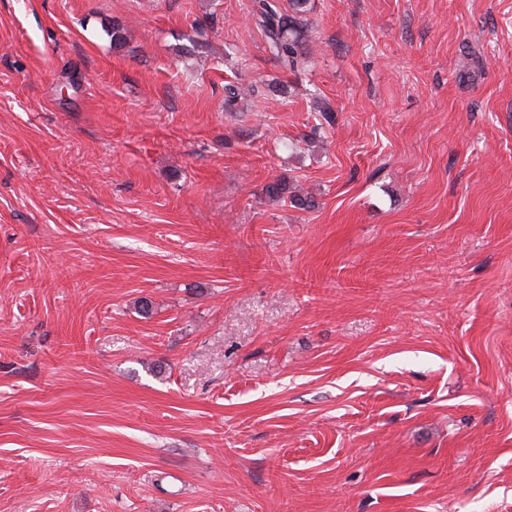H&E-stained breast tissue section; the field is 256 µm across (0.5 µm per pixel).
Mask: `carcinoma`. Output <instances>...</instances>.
I'll return each instance as SVG.
<instances>
[{
  "mask_svg": "<svg viewBox=\"0 0 512 512\" xmlns=\"http://www.w3.org/2000/svg\"><path fill=\"white\" fill-rule=\"evenodd\" d=\"M310 10V0H289L286 9L281 0H252L251 12L270 54L281 68L292 73L306 70L313 59L315 37L307 18ZM245 105L246 98L238 87H224V112H242ZM265 194L273 200L287 199L300 210L315 207L313 196L300 192L285 179L268 183Z\"/></svg>",
  "mask_w": 512,
  "mask_h": 512,
  "instance_id": "1",
  "label": "carcinoma"
}]
</instances>
